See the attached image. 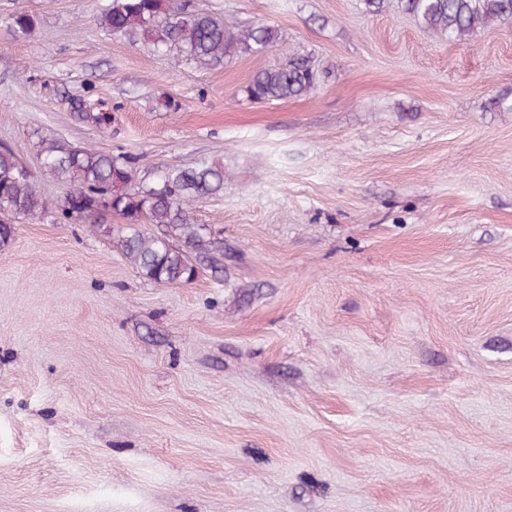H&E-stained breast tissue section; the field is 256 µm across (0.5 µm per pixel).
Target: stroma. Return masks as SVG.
<instances>
[{
  "mask_svg": "<svg viewBox=\"0 0 512 512\" xmlns=\"http://www.w3.org/2000/svg\"><path fill=\"white\" fill-rule=\"evenodd\" d=\"M194 2L282 41L200 70L107 0H0V145L31 169L48 132L142 176L224 164L192 209L223 273L155 283L51 210L0 246V512H512V22ZM296 54L328 76L249 98Z\"/></svg>",
  "mask_w": 512,
  "mask_h": 512,
  "instance_id": "obj_1",
  "label": "stroma"
}]
</instances>
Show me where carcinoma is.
<instances>
[{
    "mask_svg": "<svg viewBox=\"0 0 512 512\" xmlns=\"http://www.w3.org/2000/svg\"><path fill=\"white\" fill-rule=\"evenodd\" d=\"M403 13L435 37L461 41L478 29L512 20V0H399ZM100 22L131 43L145 42L200 68H214L239 54L262 53L280 42L277 29L263 25L230 30L198 10L193 0H109ZM318 69L306 56L265 68L246 88L254 100H279L307 93ZM82 121L101 125L108 115L98 104L79 100ZM42 174L69 191L57 204L60 220L81 218L112 235L107 212L121 216L126 227L117 246L147 279L162 285L188 282L200 258L219 269L224 247L205 224L194 222L191 206L224 192V165L203 161L191 168H168L151 184L134 189L135 172L119 156L74 146L60 137L43 141ZM47 201L33 172L7 149H0V246L15 233V224L45 212Z\"/></svg>",
    "mask_w": 512,
    "mask_h": 512,
    "instance_id": "obj_1",
    "label": "carcinoma"
}]
</instances>
